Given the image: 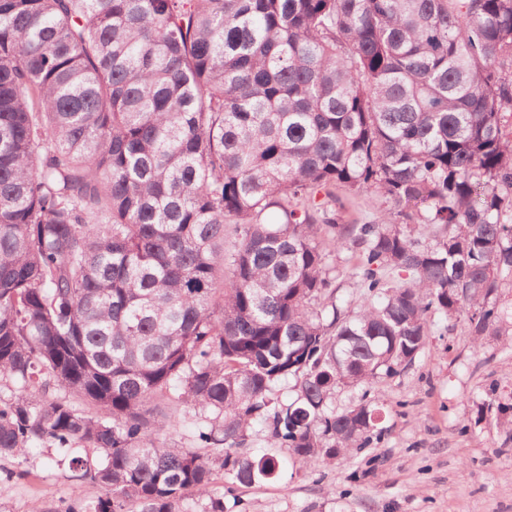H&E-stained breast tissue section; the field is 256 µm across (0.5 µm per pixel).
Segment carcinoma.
<instances>
[{
	"label": "carcinoma",
	"mask_w": 512,
	"mask_h": 512,
	"mask_svg": "<svg viewBox=\"0 0 512 512\" xmlns=\"http://www.w3.org/2000/svg\"><path fill=\"white\" fill-rule=\"evenodd\" d=\"M506 114L512 0H0V458L50 444L65 512H224L214 465L276 476L257 419L306 463L367 447L336 389L437 315L509 333ZM336 184L386 207L342 224ZM173 403L203 451L160 442ZM352 260V253L343 251L336 253L333 257V265L336 266V285H339L337 293L338 303L342 304L345 308L357 311L360 307V302L352 300V292L354 291L352 281L348 277Z\"/></svg>",
	"instance_id": "carcinoma-1"
}]
</instances>
